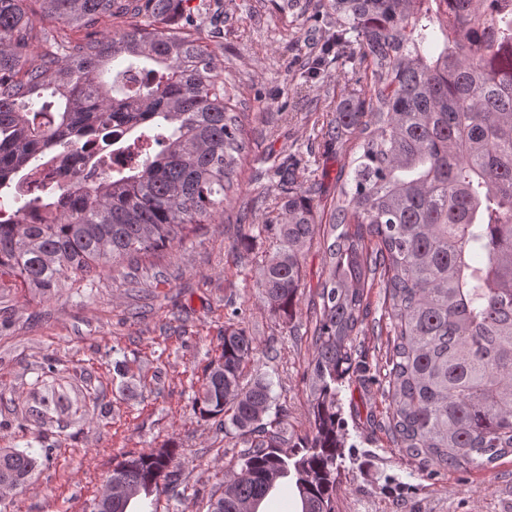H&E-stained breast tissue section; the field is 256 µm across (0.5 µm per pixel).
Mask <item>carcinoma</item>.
Wrapping results in <instances>:
<instances>
[{
	"mask_svg": "<svg viewBox=\"0 0 512 512\" xmlns=\"http://www.w3.org/2000/svg\"><path fill=\"white\" fill-rule=\"evenodd\" d=\"M29 0H0V277L34 298L91 280L106 264L135 279L140 262L180 245L224 212L248 148L247 112L224 108V64L170 19L185 0H35L64 26L39 33ZM336 31L312 61L354 64L364 83L322 126L351 143L326 214L297 164L264 230L278 250L259 295L291 319L303 253L328 224L311 360L310 434L297 440L262 377L244 386L252 337L224 326L194 411L245 445L240 470L209 512H260L289 483L301 512H335L344 448L339 385L357 369L368 289L383 278L394 334L387 379L397 448L432 476L484 468L512 453V11L505 0H329ZM121 21L112 38L95 28ZM36 58H29L33 48ZM146 80L130 84L128 74ZM136 161L112 167V155ZM72 154L90 178L59 165ZM41 170L57 184L24 194ZM479 242L481 259L472 256ZM131 454L90 512H157L151 482H174L176 449ZM48 451L0 448V503L29 489Z\"/></svg>",
	"mask_w": 512,
	"mask_h": 512,
	"instance_id": "carcinoma-1",
	"label": "carcinoma"
}]
</instances>
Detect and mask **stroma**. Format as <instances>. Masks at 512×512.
I'll return each instance as SVG.
<instances>
[{"instance_id":"1","label":"stroma","mask_w":512,"mask_h":512,"mask_svg":"<svg viewBox=\"0 0 512 512\" xmlns=\"http://www.w3.org/2000/svg\"><path fill=\"white\" fill-rule=\"evenodd\" d=\"M180 22L222 54L227 111L250 115L240 195L226 203L225 215L143 263L136 280L107 265L93 287L66 288L46 300L0 288V448L52 449L30 488L9 495L6 512H84L124 455L168 442L178 448L179 481L161 495L158 512H207L239 471L242 445L200 419L193 404L235 310L257 348L245 379L271 380L295 434L309 431L325 246L318 240L304 249V285L288 323L256 288L278 248L260 229L267 210L252 212L246 233L227 218L241 199L274 195L255 171L287 155L310 159L313 198L333 205L350 143L325 147L321 129L356 76L351 66L330 64L308 78L313 40L336 28L335 16L310 7L298 17L280 14L271 0H187ZM368 303L357 337L366 369L346 378L340 396L346 448L336 512H512V454L486 469L430 478L396 447L386 428L393 404L382 288L369 290ZM51 392L62 394L61 405L34 421L31 408Z\"/></svg>"}]
</instances>
